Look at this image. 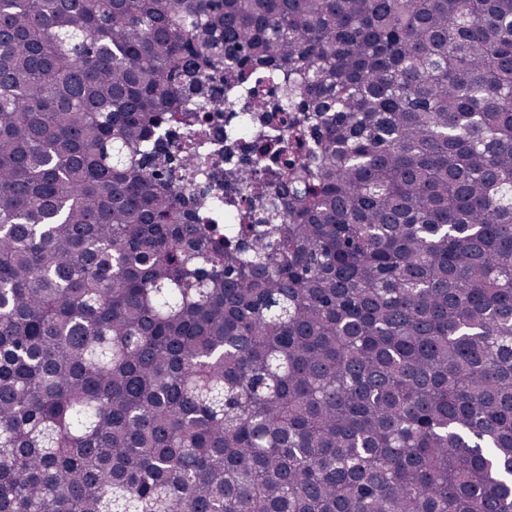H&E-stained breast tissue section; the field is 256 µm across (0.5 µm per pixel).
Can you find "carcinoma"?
<instances>
[{"mask_svg":"<svg viewBox=\"0 0 512 512\" xmlns=\"http://www.w3.org/2000/svg\"><path fill=\"white\" fill-rule=\"evenodd\" d=\"M0 512H512V0H0ZM228 105L224 103V109L221 110V114L218 120L213 122L211 128V135L206 140H199L198 138L192 137V130L186 126L179 127L173 130L172 140L175 143L176 149L183 153L184 149L190 141L195 142L196 150L201 153H207L215 149L224 147V114L227 112ZM195 138V140H193ZM181 147V148H180ZM180 148V149H179ZM227 166L232 165L237 167L238 169H264L267 167H274L275 163L272 160H265L264 158H260L258 155L253 153L251 149L245 146H240L236 150H234L233 155L231 156L230 163L226 164Z\"/></svg>","mask_w":512,"mask_h":512,"instance_id":"1","label":"carcinoma"}]
</instances>
